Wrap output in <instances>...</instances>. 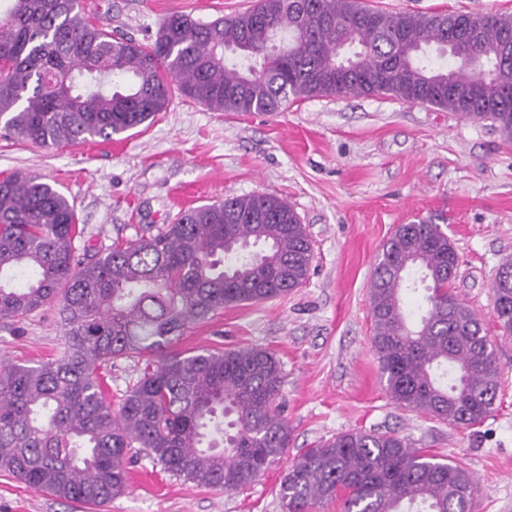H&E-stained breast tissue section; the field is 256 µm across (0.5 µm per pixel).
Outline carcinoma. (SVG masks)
Masks as SVG:
<instances>
[{
    "mask_svg": "<svg viewBox=\"0 0 512 512\" xmlns=\"http://www.w3.org/2000/svg\"><path fill=\"white\" fill-rule=\"evenodd\" d=\"M0 11V128L42 147L112 136L175 95L212 112H281L320 96H390L490 122L512 143V14L388 12L361 0H264L210 22L167 18L151 43L112 36L80 0H8ZM448 59V64L441 60ZM74 204L40 175L0 180V319L57 306L65 349L0 363V471L65 501L103 505L129 486L142 448L198 486H251L291 444L279 360L261 347L170 351L186 324L282 297L308 278L305 225L272 195L228 197L155 234L78 253ZM459 255L439 225H399L370 288L375 351L394 404L450 425L495 410L500 366L481 318L451 291ZM512 336V258L492 281ZM145 359L112 409L104 370ZM480 486L459 463L395 433L348 431L299 455L279 485L286 512H471Z\"/></svg>",
    "mask_w": 512,
    "mask_h": 512,
    "instance_id": "1",
    "label": "carcinoma"
}]
</instances>
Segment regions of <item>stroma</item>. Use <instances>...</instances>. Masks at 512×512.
Instances as JSON below:
<instances>
[{
    "instance_id": "35a3bbf8",
    "label": "stroma",
    "mask_w": 512,
    "mask_h": 512,
    "mask_svg": "<svg viewBox=\"0 0 512 512\" xmlns=\"http://www.w3.org/2000/svg\"><path fill=\"white\" fill-rule=\"evenodd\" d=\"M257 0H84L113 34L148 43L174 14L211 20ZM390 12L512 14V0H368ZM38 174L74 203L77 248L103 250L171 224L188 209L248 194L288 202L309 233L305 283L288 295L227 307L190 323L175 351L258 346L279 359L287 456L258 482L197 486L134 453L129 487L94 507L63 502L0 472V512H284L278 488L294 457L348 431L394 432L460 463L480 482L472 512H512V337L491 314L498 263L512 256V145L490 123L394 98L322 96L281 112H213L181 96L112 140L42 148L0 134V178ZM429 221L454 242L455 295L477 313L500 364L496 410L467 429L395 405L376 355L370 277L394 228ZM53 310L0 322V359L61 354Z\"/></svg>"
}]
</instances>
